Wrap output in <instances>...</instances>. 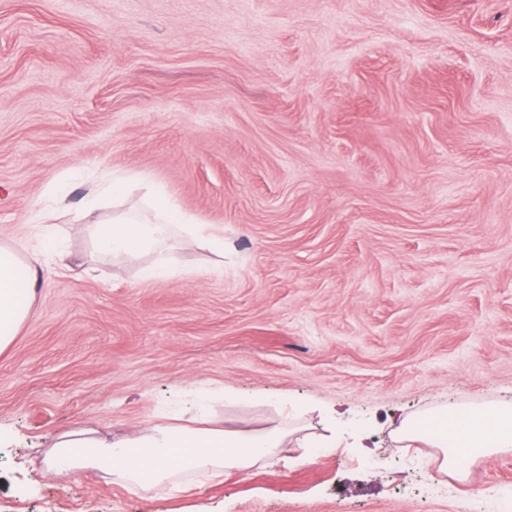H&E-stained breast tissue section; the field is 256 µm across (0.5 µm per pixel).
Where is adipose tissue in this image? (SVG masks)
Returning a JSON list of instances; mask_svg holds the SVG:
<instances>
[{"label":"adipose tissue","instance_id":"1","mask_svg":"<svg viewBox=\"0 0 512 512\" xmlns=\"http://www.w3.org/2000/svg\"><path fill=\"white\" fill-rule=\"evenodd\" d=\"M175 224L212 249L223 250V237L209 233L193 215L165 197L155 199L150 211L128 212L93 224V249L113 257H135L152 249ZM34 234L43 242L36 252L22 241L0 243V351L12 343L29 314L40 267L66 258L48 245L47 225L35 227ZM394 431L400 440L428 448L439 473H454L465 458L512 454V400L406 415L399 418ZM287 445L288 433L278 426L242 432L154 425L123 436L88 428L58 435L46 453L45 465L50 474L92 471L151 493L188 486L199 475L217 478L227 471L249 470Z\"/></svg>","mask_w":512,"mask_h":512}]
</instances>
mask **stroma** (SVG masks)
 I'll use <instances>...</instances> for the list:
<instances>
[{
    "mask_svg": "<svg viewBox=\"0 0 512 512\" xmlns=\"http://www.w3.org/2000/svg\"><path fill=\"white\" fill-rule=\"evenodd\" d=\"M158 187L223 254L91 259L78 223ZM48 205L69 259L0 352V512H512V455L415 492L387 422L512 398V0H0V241ZM188 390L338 444L184 491L46 474Z\"/></svg>",
    "mask_w": 512,
    "mask_h": 512,
    "instance_id": "35a3bbf8",
    "label": "stroma"
}]
</instances>
